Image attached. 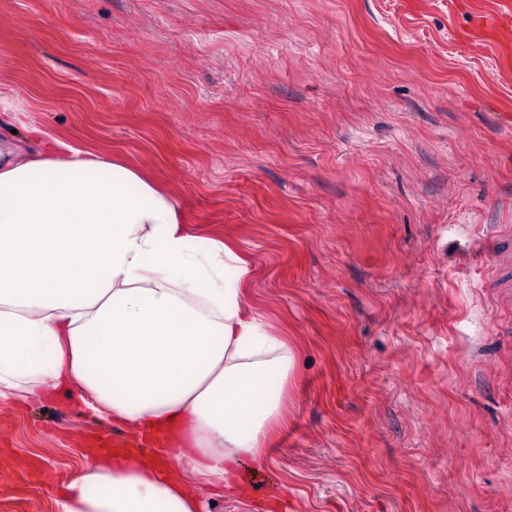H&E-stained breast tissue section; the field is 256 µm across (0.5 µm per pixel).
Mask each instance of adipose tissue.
<instances>
[{
  "label": "adipose tissue",
  "instance_id": "ef3b65f1",
  "mask_svg": "<svg viewBox=\"0 0 512 512\" xmlns=\"http://www.w3.org/2000/svg\"><path fill=\"white\" fill-rule=\"evenodd\" d=\"M0 399L69 398L128 430L173 431L153 457L89 459L57 512H202L194 488L235 496L245 459L286 426L295 354L246 295L250 261L199 245L177 204L107 154L46 146L0 92Z\"/></svg>",
  "mask_w": 512,
  "mask_h": 512
}]
</instances>
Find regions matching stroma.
I'll return each instance as SVG.
<instances>
[{
  "label": "stroma",
  "mask_w": 512,
  "mask_h": 512,
  "mask_svg": "<svg viewBox=\"0 0 512 512\" xmlns=\"http://www.w3.org/2000/svg\"><path fill=\"white\" fill-rule=\"evenodd\" d=\"M469 0H0V84L255 263L296 349L288 427L204 512H512V319L475 283L512 224V82ZM0 403V512H56L89 436Z\"/></svg>",
  "instance_id": "1"
}]
</instances>
